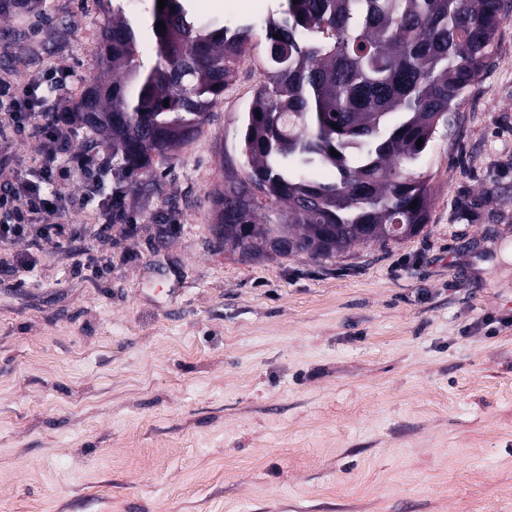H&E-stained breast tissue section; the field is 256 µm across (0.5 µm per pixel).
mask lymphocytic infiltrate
Here are the masks:
<instances>
[{
  "mask_svg": "<svg viewBox=\"0 0 512 512\" xmlns=\"http://www.w3.org/2000/svg\"><path fill=\"white\" fill-rule=\"evenodd\" d=\"M15 99L18 107L9 115L19 130L35 129L41 143V160L36 176L10 183L0 192V243L46 242L62 249L72 248L82 235L78 224H45L47 212H66L96 205L102 218L96 228L103 239H111L113 228L131 233L133 227L124 199L102 193L109 174L110 159L74 146L65 123L43 124L44 99L35 91L22 94L0 89V99Z\"/></svg>",
  "mask_w": 512,
  "mask_h": 512,
  "instance_id": "f902f5d3",
  "label": "lymphocytic infiltrate"
}]
</instances>
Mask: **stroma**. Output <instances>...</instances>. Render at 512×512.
<instances>
[{"label": "stroma", "mask_w": 512, "mask_h": 512, "mask_svg": "<svg viewBox=\"0 0 512 512\" xmlns=\"http://www.w3.org/2000/svg\"><path fill=\"white\" fill-rule=\"evenodd\" d=\"M271 0H197L227 20ZM110 0L0 17V85L57 79L47 114L99 76ZM262 49L200 133L128 194L136 228L0 265V512H512V15L420 169L429 221L313 260L220 249L211 199L244 173ZM39 140L0 130V184ZM108 254L100 277L77 274Z\"/></svg>", "instance_id": "stroma-1"}]
</instances>
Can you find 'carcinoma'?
<instances>
[{
	"label": "carcinoma",
	"instance_id": "cac0c4a2",
	"mask_svg": "<svg viewBox=\"0 0 512 512\" xmlns=\"http://www.w3.org/2000/svg\"><path fill=\"white\" fill-rule=\"evenodd\" d=\"M148 2L142 13L112 7L94 51L103 71L66 113L112 145L123 196L200 132L254 32L248 20L202 14L193 0L161 10ZM40 6L0 0V16ZM510 13L512 0H279L265 20L266 80L241 127L246 176L227 174L211 200L216 241L255 259L324 258L419 233L431 191L415 168L490 64ZM141 42L154 44L155 61L139 58ZM84 112L112 127L83 122ZM144 131L156 139L153 158L138 139ZM322 166L335 168V182L309 179ZM280 238L288 247L271 245Z\"/></svg>",
	"mask_w": 512,
	"mask_h": 512
}]
</instances>
